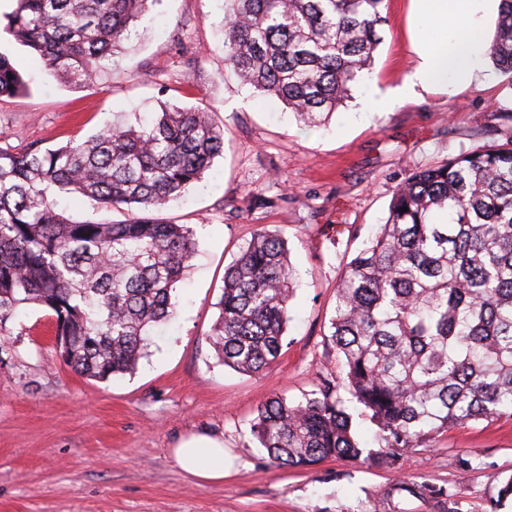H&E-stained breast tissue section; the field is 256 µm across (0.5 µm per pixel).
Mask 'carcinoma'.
Instances as JSON below:
<instances>
[{
    "instance_id": "carcinoma-1",
    "label": "carcinoma",
    "mask_w": 512,
    "mask_h": 512,
    "mask_svg": "<svg viewBox=\"0 0 512 512\" xmlns=\"http://www.w3.org/2000/svg\"><path fill=\"white\" fill-rule=\"evenodd\" d=\"M156 0H15L0 28L64 83H91ZM224 66L309 126L350 98L381 42L385 0H224ZM487 55L512 77V0H501ZM24 87L0 52V97ZM224 154L208 107H164L57 148L0 149V331L25 306L49 311L59 356L95 380L133 372L197 254L187 224L161 217ZM127 211L75 223L56 195ZM408 211H402V208ZM296 269L287 240L261 228L224 270L208 333L245 374L280 356ZM330 340L341 360L304 400H267L251 434L268 458L307 468L328 457L396 469L449 429L512 419V128L503 142L415 170L393 190L386 223L336 288ZM364 407L377 447L357 439L340 391ZM411 495L451 501L444 487ZM512 500V476L490 512Z\"/></svg>"
}]
</instances>
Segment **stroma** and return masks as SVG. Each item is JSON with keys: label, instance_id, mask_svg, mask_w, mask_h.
Returning a JSON list of instances; mask_svg holds the SVG:
<instances>
[{"label": "stroma", "instance_id": "stroma-1", "mask_svg": "<svg viewBox=\"0 0 512 512\" xmlns=\"http://www.w3.org/2000/svg\"><path fill=\"white\" fill-rule=\"evenodd\" d=\"M408 3L387 0L372 65L351 100L311 128L225 70L224 0H157L92 84L60 83L24 48L0 43L25 82L0 98L1 148H56L137 124L165 103L209 107L224 127L223 157L166 212L194 227L198 254L175 321L134 373L106 382L76 374L55 350L48 311L35 305L0 332V512H441L401 492L403 481L447 487L457 512H485L512 475V420L452 428L408 451L396 470L336 457L308 470L279 467L250 434L269 398L302 400L317 376L339 373L329 339L336 286L385 223L394 187L409 170L502 140L512 79L496 70L483 87L364 110L374 88L399 83L415 62ZM255 186L267 205L248 199ZM263 227L287 240L297 278L281 355L250 375L220 362L208 332L225 267ZM199 432L224 441L223 484L193 480L172 456Z\"/></svg>", "mask_w": 512, "mask_h": 512}]
</instances>
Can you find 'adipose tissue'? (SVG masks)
Segmentation results:
<instances>
[{"label": "adipose tissue", "mask_w": 512, "mask_h": 512, "mask_svg": "<svg viewBox=\"0 0 512 512\" xmlns=\"http://www.w3.org/2000/svg\"><path fill=\"white\" fill-rule=\"evenodd\" d=\"M499 0H410L409 37L416 61L399 84L381 91L378 111L417 101L423 94L448 85L456 77L458 88L484 85L489 76L480 66L488 40L489 15ZM180 468L196 480L220 484L224 481V444L200 434L174 449Z\"/></svg>", "instance_id": "obj_1"}]
</instances>
